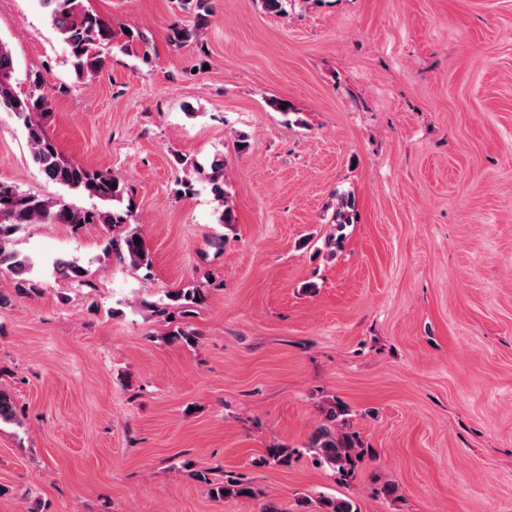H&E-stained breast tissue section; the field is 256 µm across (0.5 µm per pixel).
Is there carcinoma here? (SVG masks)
<instances>
[{
    "mask_svg": "<svg viewBox=\"0 0 512 512\" xmlns=\"http://www.w3.org/2000/svg\"><path fill=\"white\" fill-rule=\"evenodd\" d=\"M208 0H195L194 25L178 28L173 32V42L184 43L197 35L207 24L210 13ZM48 9L51 24L68 47L73 66L78 73L97 71L102 63V48L114 39L112 26L96 13L85 8L83 0H42ZM15 64L6 42L0 39V110L12 113L23 127L32 150V158L44 176L80 195L104 202L125 203L123 208L86 210L66 202L62 198H47L26 194L14 186L0 183V268L12 275L14 292L27 297L38 291V285L29 277L32 262L10 249L11 236L28 224H67L79 229L85 224H102L113 230L123 227L120 235L111 237L106 251L133 268L149 267L151 264L146 243H135L142 237L138 225L132 223L133 196L131 188L107 172L93 170L65 160L54 142L47 136L41 117L49 111V95L44 92L43 79L32 80L31 91L20 96L13 85ZM177 165L190 168L204 175L211 185L213 195L224 202L219 215L222 224L234 221L227 191L224 189V156L216 155L208 166L194 158L179 155ZM54 269L60 277L82 284L86 270L74 258L58 257ZM205 298V289L199 285L181 288L171 294L174 309L182 314ZM348 410L335 403L326 414V423L313 433L310 451L319 464H324L346 476L350 474L354 460L359 455L354 434L347 431ZM17 421V412L11 397L0 391V422ZM211 494L219 498L253 496L254 490L243 480L227 475L224 482L211 487ZM317 512H359L356 504L341 499L320 495L312 502Z\"/></svg>",
    "mask_w": 512,
    "mask_h": 512,
    "instance_id": "carcinoma-1",
    "label": "carcinoma"
}]
</instances>
